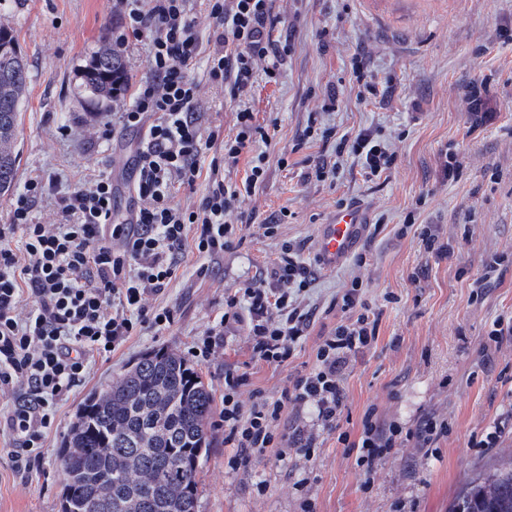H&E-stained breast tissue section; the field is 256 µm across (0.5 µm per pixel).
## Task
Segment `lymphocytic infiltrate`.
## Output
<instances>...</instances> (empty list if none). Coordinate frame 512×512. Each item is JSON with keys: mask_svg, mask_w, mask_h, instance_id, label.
Here are the masks:
<instances>
[{"mask_svg": "<svg viewBox=\"0 0 512 512\" xmlns=\"http://www.w3.org/2000/svg\"><path fill=\"white\" fill-rule=\"evenodd\" d=\"M120 41L145 43L149 67L132 85L130 102L113 113L103 134L114 128L139 134L134 155L131 223L115 217L114 185L109 176L75 186L57 200L59 221H32L34 202L51 186L29 178L25 191L0 225V388L18 392L12 409L0 414V432L14 446L9 455L16 472L33 470L45 429L57 401L81 383L91 359L112 354L130 336L149 328L169 329L176 320L170 307H147L149 297L164 293L177 271V256L192 250L201 258L223 257L241 229L233 215L246 196L265 180L269 132L259 125L247 94L258 75L276 79L288 45L276 31L281 23L275 0H207L215 28L214 50L207 59L213 81L223 84L236 104L232 132L202 136L197 85L190 76L201 39L191 0H123ZM222 138L221 157L207 158L210 142ZM340 150L361 162L367 178L379 177L391 156L370 133L344 134ZM246 162L241 183L225 173ZM206 179V193L195 209L174 204V192ZM269 282L227 293L224 315L198 341L197 352L210 358L224 341L226 326L247 323L252 362L286 365L310 325L311 314L298 296L311 281V266L299 245L283 242ZM342 318L318 344L310 370L296 376L276 400L252 394L246 366L224 371V398L215 428L223 429L232 448L227 465L248 468L270 453L312 459L314 433L277 432L286 410L313 407L323 431L354 452L358 466L372 474L395 449L414 442L428 448L448 424L426 416L409 431L385 422L377 406L364 413L358 436L343 431V375L351 357L377 340L378 315L364 298L363 284L352 280L337 295Z\"/></svg>", "mask_w": 512, "mask_h": 512, "instance_id": "1", "label": "lymphocytic infiltrate"}]
</instances>
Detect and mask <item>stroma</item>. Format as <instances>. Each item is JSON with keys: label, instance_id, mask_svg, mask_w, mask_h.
Masks as SVG:
<instances>
[{"label": "stroma", "instance_id": "1", "mask_svg": "<svg viewBox=\"0 0 512 512\" xmlns=\"http://www.w3.org/2000/svg\"><path fill=\"white\" fill-rule=\"evenodd\" d=\"M275 10L289 52L278 80L258 79L249 96L272 140L266 181L242 205L248 222L240 241L211 262L185 252L158 299L175 308L174 326L142 330L92 363L86 381L58 402L29 477L13 470L11 439L0 433V512H60L57 455L77 411L141 355L173 349L188 356L221 401L225 366L248 358L246 324L226 329V349L212 360L191 356L190 348L223 315L225 293L261 282L285 241L313 261L300 295L311 323L288 365L253 367V389L279 397L294 373L311 366L320 336L342 316L332 299L357 278L380 311L378 340L346 371L342 429L357 434L375 404L403 429L433 415L447 421L448 433L433 453L399 449L368 478L335 435L318 432L309 407L288 411L280 426L317 432L310 461L273 455L232 470L224 433L213 429L198 512H449L466 480L512 458V430L496 447L478 445L512 412V335L498 345L490 338L495 321L512 316V0H275ZM192 14L204 49L191 72L202 129L226 133L236 107L208 75L212 20L202 0H194ZM0 25L14 30L30 65L16 129L17 181L0 194V225L30 176L54 185L32 211L35 222L52 224L58 196L101 170L113 174L115 208L127 218L130 200L116 165L132 162L138 136L119 131L101 139L121 105L99 109L82 85L94 51L123 26L119 0H8ZM357 62L386 83L384 93L358 98ZM325 129L373 133L393 153L391 168L366 179L357 158L336 155L334 142L322 140ZM448 152L457 165L452 180L442 171ZM319 163L333 177L316 179ZM342 205L361 211L364 233L353 255L329 271L315 260L317 232ZM269 223L277 224L276 236L265 235ZM427 225L449 244L450 257L425 251ZM388 294L395 302H385ZM259 482L268 487L260 497Z\"/></svg>", "mask_w": 512, "mask_h": 512}]
</instances>
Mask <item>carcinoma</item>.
Listing matches in <instances>:
<instances>
[{
    "label": "carcinoma",
    "instance_id": "carcinoma-1",
    "mask_svg": "<svg viewBox=\"0 0 512 512\" xmlns=\"http://www.w3.org/2000/svg\"><path fill=\"white\" fill-rule=\"evenodd\" d=\"M109 42L94 52L83 85L97 103L127 79ZM29 74L13 31L0 27V193L17 172V112ZM213 397L201 374L170 349L140 357L91 394L59 451L61 512H197L200 459L210 441ZM512 512V459L466 482L451 512Z\"/></svg>",
    "mask_w": 512,
    "mask_h": 512
}]
</instances>
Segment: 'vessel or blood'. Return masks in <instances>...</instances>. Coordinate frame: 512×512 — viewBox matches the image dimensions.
<instances>
[{
    "instance_id": "1",
    "label": "vessel or blood",
    "mask_w": 512,
    "mask_h": 512,
    "mask_svg": "<svg viewBox=\"0 0 512 512\" xmlns=\"http://www.w3.org/2000/svg\"><path fill=\"white\" fill-rule=\"evenodd\" d=\"M364 222L356 208L336 211L328 223L320 225L317 234V256L326 269H334L358 246Z\"/></svg>"
}]
</instances>
